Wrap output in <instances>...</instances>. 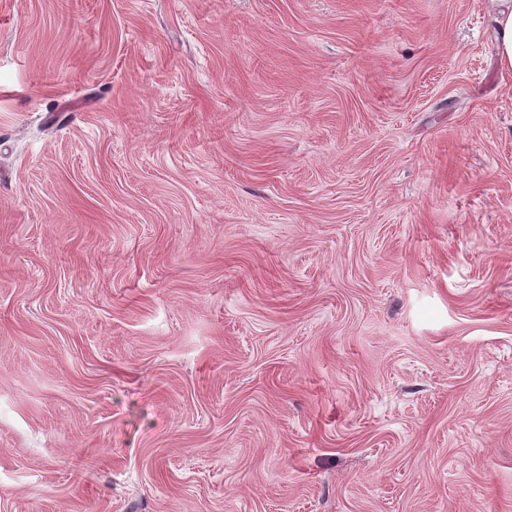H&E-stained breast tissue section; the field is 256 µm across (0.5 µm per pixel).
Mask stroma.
Returning <instances> with one entry per match:
<instances>
[{
    "label": "stroma",
    "instance_id": "35a3bbf8",
    "mask_svg": "<svg viewBox=\"0 0 512 512\" xmlns=\"http://www.w3.org/2000/svg\"><path fill=\"white\" fill-rule=\"evenodd\" d=\"M0 512H512L486 0H0Z\"/></svg>",
    "mask_w": 512,
    "mask_h": 512
}]
</instances>
